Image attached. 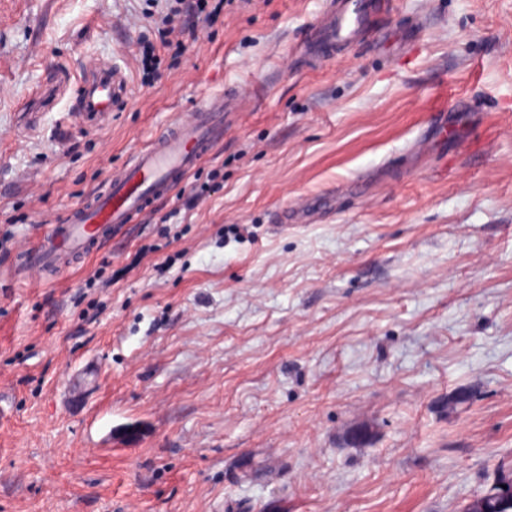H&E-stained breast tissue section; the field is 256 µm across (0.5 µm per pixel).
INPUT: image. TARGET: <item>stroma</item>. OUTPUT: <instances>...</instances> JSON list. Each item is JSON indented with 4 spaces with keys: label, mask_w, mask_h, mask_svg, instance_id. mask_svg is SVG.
<instances>
[{
    "label": "stroma",
    "mask_w": 512,
    "mask_h": 512,
    "mask_svg": "<svg viewBox=\"0 0 512 512\" xmlns=\"http://www.w3.org/2000/svg\"><path fill=\"white\" fill-rule=\"evenodd\" d=\"M322 4L225 7L145 81L165 0H0V512H459L512 478V0H395L313 61ZM87 57L127 75L102 122L78 115ZM51 68L72 85L27 126ZM243 86L179 191L17 275Z\"/></svg>",
    "instance_id": "1"
}]
</instances>
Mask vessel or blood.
<instances>
[{"instance_id": "b4317fda", "label": "vessel or blood", "mask_w": 512, "mask_h": 512, "mask_svg": "<svg viewBox=\"0 0 512 512\" xmlns=\"http://www.w3.org/2000/svg\"><path fill=\"white\" fill-rule=\"evenodd\" d=\"M389 0H337L318 17L313 37L304 46L309 55L324 49L348 47L373 34L374 12L390 10ZM127 84L126 74L110 60L89 58L83 66L82 86L96 115L111 116ZM227 100L207 98L195 112L179 118L171 128L138 151L84 204L70 209L63 223L53 224L23 254L21 274L43 278L63 257H78L100 245L113 226L141 216L149 202L186 182L224 137Z\"/></svg>"}]
</instances>
